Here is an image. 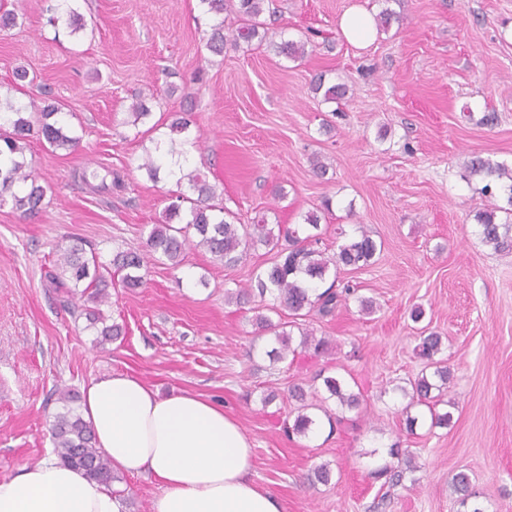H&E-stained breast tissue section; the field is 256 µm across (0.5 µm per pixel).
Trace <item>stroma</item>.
I'll list each match as a JSON object with an SVG mask.
<instances>
[{
    "mask_svg": "<svg viewBox=\"0 0 512 512\" xmlns=\"http://www.w3.org/2000/svg\"><path fill=\"white\" fill-rule=\"evenodd\" d=\"M0 4L18 13L0 30V99L59 104L79 140L69 151L31 138L25 154L46 190L42 210L25 220L0 207V480L45 458L56 390L130 371L161 394L223 404L253 444V480L284 512H460L451 489L460 471L484 512H512V254L482 242L477 215L489 201L467 169L474 153L512 165V0H273L263 16L270 32L313 38L295 62L263 46L210 55L214 18L198 0H75L86 25L76 35L49 23L48 0ZM354 6L388 8L400 21L357 46L338 25ZM20 69L26 80H16ZM320 72L347 86L344 99L332 105L312 92ZM136 95L153 124L192 111L201 142L182 165L215 186L234 223L299 224L317 211L326 253L360 226L381 242L371 265L336 271L356 298L306 317L328 340L325 354L270 361L273 340L258 332L250 304L225 301L271 265L263 246L231 267L197 249L176 267L151 262L144 287L110 289L101 311L127 334L104 348L83 298L48 288L63 239L111 261L139 247L188 190L167 171L153 180L140 170L152 143L128 121ZM489 112L497 124H483ZM316 155L325 176L312 170ZM90 168L112 170L121 187L92 191ZM363 298L373 313L361 312ZM416 306L425 311L418 324ZM423 327L442 338L455 406L445 428L417 408L410 434L402 390L423 367ZM326 375L364 389L361 412H346L331 432L285 435L295 403H263L267 390L297 384L317 405ZM395 443L411 464L387 494L372 473ZM322 464L331 484L310 485Z\"/></svg>",
    "mask_w": 512,
    "mask_h": 512,
    "instance_id": "obj_1",
    "label": "stroma"
}]
</instances>
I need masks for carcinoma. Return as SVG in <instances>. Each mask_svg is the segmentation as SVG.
Masks as SVG:
<instances>
[{
    "instance_id": "obj_1",
    "label": "carcinoma",
    "mask_w": 512,
    "mask_h": 512,
    "mask_svg": "<svg viewBox=\"0 0 512 512\" xmlns=\"http://www.w3.org/2000/svg\"><path fill=\"white\" fill-rule=\"evenodd\" d=\"M74 0H50L49 22L54 24L69 19L74 30L83 25L78 23V14L73 8ZM268 0H199L204 12L216 17L206 41L207 50L216 56L224 55L226 45L236 49H252V46H266L278 57L296 61L308 53L310 38L276 39L269 34V29L261 16L266 11ZM232 11L237 15L233 26H224L223 14ZM311 88L322 94L326 103L343 99L347 87L343 84H331L326 81V74L320 72L311 81ZM58 107L52 104L40 105L32 99L25 108L15 106L10 101L0 102V206L11 203L12 209L20 215L33 216L39 212L45 195L44 188L31 178L28 162L24 152L28 138L36 136L45 140L55 149H70L77 146L78 139L68 135L58 125L54 116ZM193 124L192 113L181 112L174 115L167 125L169 133L164 138L153 141L154 152L147 153L141 167L146 169L152 179L158 178L162 169V160L167 156L182 155L176 148V139L187 133ZM470 173L481 178L485 185L483 191L492 197L494 192L508 194L511 208L504 210L509 218L500 220V208L492 206L478 215V232L482 242L496 253L512 252V167L504 163H493L479 155H473L467 162ZM189 188L197 194L191 201L189 212H182L180 200L171 202L162 215V219L153 225L144 246L140 249H127L117 252L110 263L105 264L96 256L86 257L82 243L68 240L60 245L54 269L46 273L49 287L81 289L87 295V301L94 307L87 308L86 316L90 327L105 321L99 305L107 302L109 294L108 276L116 272L121 274L120 283L128 289L140 288L148 275L149 259L157 256L171 263L180 264L186 249L201 248L212 259L226 265L236 264L245 259L250 251L258 246L277 250L278 259L256 276V285L251 288H239L226 292L228 299L241 302L258 291L259 304L255 307V323L259 329L274 336L280 348L272 349L270 354L281 359L287 353L310 352L317 356L324 352L325 340L305 332L301 335L298 348L292 347L293 337L285 330V323L275 321L270 314L281 316L285 309L291 316L305 317L315 313L322 317L333 315L336 309L348 303L355 295L356 289L345 284L331 282L324 290L319 286L325 283L330 267H353L359 269L370 264L378 251V243L363 227L357 228V234L338 246L335 254L328 256L325 251L314 247L309 237L301 236L302 228L295 224L277 225L273 230L261 220L255 224H236L226 220L224 209L211 204L215 189L198 174L182 175ZM126 333L125 326L114 322L97 330V345L105 346ZM441 337L430 333L420 337L419 355L428 361L432 371L423 372L411 382V390H403L408 403L403 408L405 429L414 433L419 417L411 409L425 406L430 413L431 425L446 427L452 420L449 411L440 413L436 406L440 404L443 393L448 389L450 370L442 359L437 358L441 352ZM327 393L324 400H332L341 409L356 410L362 405V393L353 392L345 381L336 376L323 378ZM288 396L301 402L293 421H284L283 428L288 435L306 436L316 425V419L306 413L308 405L304 404L305 392L302 387L294 385L288 389ZM56 402L61 411L54 416L51 427L54 452L58 460L70 467L83 471L88 477L112 482L110 461L96 447L90 426L78 411V396L70 390H60ZM375 478L384 481L392 489L401 484L403 471L397 467L384 466L374 472ZM452 486L457 495V502L465 512H483L472 502L475 493L471 489L470 477L460 471L452 479Z\"/></svg>"
}]
</instances>
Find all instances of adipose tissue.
Instances as JSON below:
<instances>
[{
  "mask_svg": "<svg viewBox=\"0 0 512 512\" xmlns=\"http://www.w3.org/2000/svg\"><path fill=\"white\" fill-rule=\"evenodd\" d=\"M96 446L118 473H151L160 483L153 512H284L250 477L253 446L221 405L190 392L168 396L115 371L83 390ZM0 512H124L113 487L54 455L0 480Z\"/></svg>",
  "mask_w": 512,
  "mask_h": 512,
  "instance_id": "obj_1",
  "label": "adipose tissue"
}]
</instances>
